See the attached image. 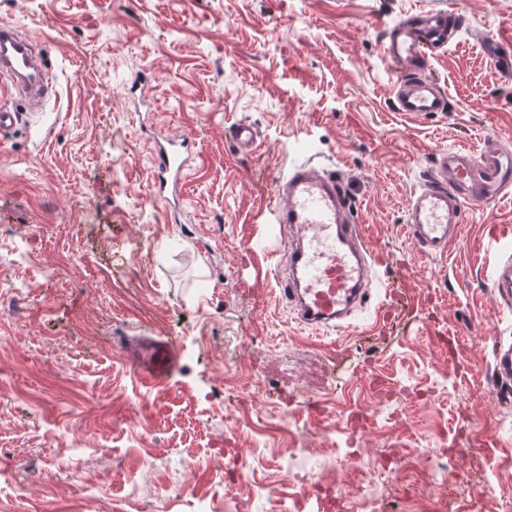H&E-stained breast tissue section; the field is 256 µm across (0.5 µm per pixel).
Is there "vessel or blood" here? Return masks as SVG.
I'll return each mask as SVG.
<instances>
[{
    "label": "vessel or blood",
    "mask_w": 512,
    "mask_h": 512,
    "mask_svg": "<svg viewBox=\"0 0 512 512\" xmlns=\"http://www.w3.org/2000/svg\"><path fill=\"white\" fill-rule=\"evenodd\" d=\"M462 15H426L423 27L399 23L383 44V55L396 74L397 108L419 118L446 112L450 104L436 82L418 72L430 49L448 42L449 22ZM0 77L28 102H40L52 75L34 46L10 25H0ZM153 191L157 200L175 204L178 185L190 168L192 153L186 139L159 135L153 139ZM512 192V152L498 138L482 140L478 150L465 147L441 151L430 177L412 198L406 228L419 254L446 257L464 222L466 206L494 203ZM273 221L288 231L285 268L278 275L279 291L308 328H340L369 297L375 258L361 225L350 216L351 203L336 171L313 160L294 165L277 185ZM499 301L512 303V254L500 259L491 279ZM144 383L167 378L176 365L171 343L145 339L132 353ZM493 374L512 381V344L494 351Z\"/></svg>",
    "instance_id": "1"
}]
</instances>
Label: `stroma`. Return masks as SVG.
Wrapping results in <instances>:
<instances>
[{
  "label": "stroma",
  "mask_w": 512,
  "mask_h": 512,
  "mask_svg": "<svg viewBox=\"0 0 512 512\" xmlns=\"http://www.w3.org/2000/svg\"><path fill=\"white\" fill-rule=\"evenodd\" d=\"M445 11L465 21L427 73L451 109L411 120L381 46ZM1 23L43 49L54 85L33 111L0 78V106L22 114L0 131V295L24 301L0 312V512H312L282 465L295 446L349 508L362 461L397 448L380 512H501L512 383L492 356L512 307L489 283L512 194L467 208L444 258L405 225L439 151L488 134L512 147V79L484 49L512 43V0H0ZM239 123L259 132L251 152L229 137ZM154 130L196 146L175 212L152 194ZM309 158L346 174L384 258L370 300L313 335L279 297L270 218L277 181ZM147 336L178 355L160 384L127 356ZM326 426L351 440L333 470Z\"/></svg>",
  "instance_id": "35a3bbf8"
}]
</instances>
